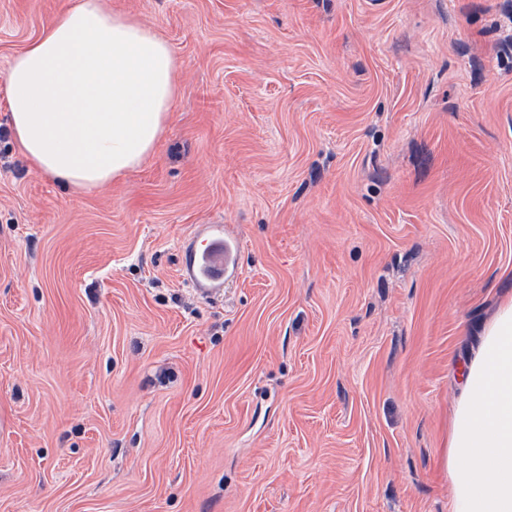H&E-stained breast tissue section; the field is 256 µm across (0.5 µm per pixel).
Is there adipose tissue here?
<instances>
[{"label": "adipose tissue", "mask_w": 512, "mask_h": 512, "mask_svg": "<svg viewBox=\"0 0 512 512\" xmlns=\"http://www.w3.org/2000/svg\"><path fill=\"white\" fill-rule=\"evenodd\" d=\"M169 44L105 0H72L10 62L11 130L38 171L93 189L140 166L177 97ZM449 424V512H512V297L482 325Z\"/></svg>", "instance_id": "adipose-tissue-1"}]
</instances>
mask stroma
<instances>
[{
	"mask_svg": "<svg viewBox=\"0 0 512 512\" xmlns=\"http://www.w3.org/2000/svg\"><path fill=\"white\" fill-rule=\"evenodd\" d=\"M66 0H0V78ZM170 45L141 166L0 140V512H448L512 295V0H106ZM240 242L224 296L182 241ZM239 240L227 224H198L184 244V275L206 298L223 296L224 283L238 272Z\"/></svg>",
	"mask_w": 512,
	"mask_h": 512,
	"instance_id": "35a3bbf8",
	"label": "stroma"
}]
</instances>
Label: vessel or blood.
I'll list each match as a JSON object with an SVG mask.
<instances>
[{
    "instance_id": "1",
    "label": "vessel or blood",
    "mask_w": 512,
    "mask_h": 512,
    "mask_svg": "<svg viewBox=\"0 0 512 512\" xmlns=\"http://www.w3.org/2000/svg\"><path fill=\"white\" fill-rule=\"evenodd\" d=\"M239 240L230 226L215 222L196 225L184 244V275L206 298L223 295L224 284L238 272Z\"/></svg>"
}]
</instances>
